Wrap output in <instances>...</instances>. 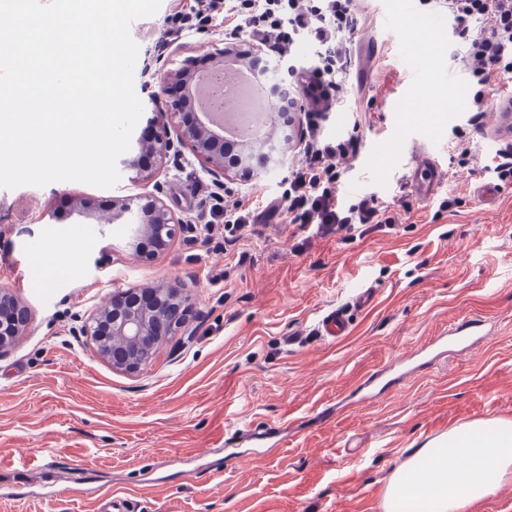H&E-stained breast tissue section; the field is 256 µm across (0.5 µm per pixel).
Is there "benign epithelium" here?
Instances as JSON below:
<instances>
[{"label": "benign epithelium", "mask_w": 512, "mask_h": 512, "mask_svg": "<svg viewBox=\"0 0 512 512\" xmlns=\"http://www.w3.org/2000/svg\"><path fill=\"white\" fill-rule=\"evenodd\" d=\"M208 62L211 67L229 63L249 65L274 109L268 130L257 142L242 141L235 161L227 163L224 133L215 128L206 113L198 111L193 121L185 120L184 105L191 99L198 71L187 66L161 71L157 76V97L165 101L166 110L150 117L153 135L143 140L138 154L128 161L129 167L144 177L152 175L145 159L161 165L169 156L173 142L164 132L171 125L177 127V142L187 147L218 180L249 182L283 163L284 146L293 141L296 122L305 111L300 89L295 82L288 81L294 76V68L284 61L270 59L262 46L244 41L214 49L208 53ZM72 212L93 218L99 215L100 207L91 198L75 197ZM131 212L136 218L133 246L142 258L149 259L157 251L165 250L177 233L195 230L194 225L177 218L155 194L138 197L134 205L124 199L112 200L108 223ZM183 289L181 283L165 282L145 292L139 288L118 291L107 305L85 318L81 332L91 337L98 355L112 363L113 368L138 373L152 361L164 337L181 329L184 335H193L185 329ZM27 323L28 310L23 300L1 286L0 354L23 333Z\"/></svg>", "instance_id": "7a95c632"}]
</instances>
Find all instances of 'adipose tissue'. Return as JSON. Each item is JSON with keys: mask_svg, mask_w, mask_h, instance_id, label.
<instances>
[{"mask_svg": "<svg viewBox=\"0 0 512 512\" xmlns=\"http://www.w3.org/2000/svg\"><path fill=\"white\" fill-rule=\"evenodd\" d=\"M512 476V418L463 423L415 451L392 474L384 512H467Z\"/></svg>", "mask_w": 512, "mask_h": 512, "instance_id": "ef3b65f1", "label": "adipose tissue"}]
</instances>
